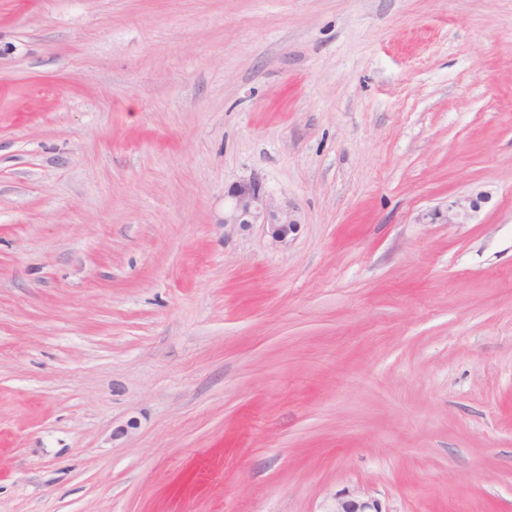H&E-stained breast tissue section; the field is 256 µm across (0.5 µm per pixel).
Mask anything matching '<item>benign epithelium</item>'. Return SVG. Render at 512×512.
Wrapping results in <instances>:
<instances>
[{
  "instance_id": "benign-epithelium-1",
  "label": "benign epithelium",
  "mask_w": 512,
  "mask_h": 512,
  "mask_svg": "<svg viewBox=\"0 0 512 512\" xmlns=\"http://www.w3.org/2000/svg\"><path fill=\"white\" fill-rule=\"evenodd\" d=\"M484 197H468L455 203V208L433 213V219L442 224H461L469 212L478 209ZM261 224L275 243H283L298 233L302 224L297 208L279 204L269 193L262 179L254 174L232 184L224 192V225L245 228ZM325 512H383L381 503L360 492L345 491L336 494Z\"/></svg>"
}]
</instances>
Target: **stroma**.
Listing matches in <instances>:
<instances>
[{
  "label": "stroma",
  "mask_w": 512,
  "mask_h": 512,
  "mask_svg": "<svg viewBox=\"0 0 512 512\" xmlns=\"http://www.w3.org/2000/svg\"><path fill=\"white\" fill-rule=\"evenodd\" d=\"M345 490L512 512V0H0V512ZM263 224L275 243H283L298 233L302 223L297 208L282 206L254 174L232 184L224 192V227ZM484 200L482 195L465 198L462 202L455 203V210L453 206L447 208L446 211H438L432 214V220H440V224H462L467 217H469L470 211H475L480 206V203Z\"/></svg>",
  "instance_id": "35a3bbf8"
}]
</instances>
